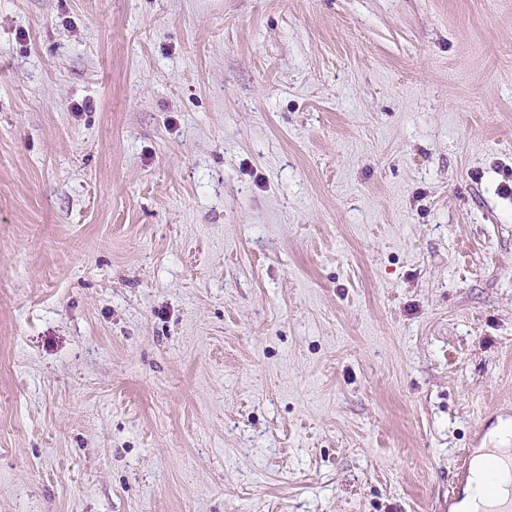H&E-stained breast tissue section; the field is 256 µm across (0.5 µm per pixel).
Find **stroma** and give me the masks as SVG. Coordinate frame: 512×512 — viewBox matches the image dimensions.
<instances>
[{"label": "stroma", "instance_id": "obj_1", "mask_svg": "<svg viewBox=\"0 0 512 512\" xmlns=\"http://www.w3.org/2000/svg\"><path fill=\"white\" fill-rule=\"evenodd\" d=\"M512 427V0H0V512H448ZM489 427L484 424L478 432V436L471 448H464L462 458L458 464L455 479V490L448 495V506L460 504L464 497L461 496V488L466 483L470 471L480 464L486 457L494 459L496 467L499 471L508 470L512 476V448L494 447L487 443L484 434Z\"/></svg>", "mask_w": 512, "mask_h": 512}]
</instances>
